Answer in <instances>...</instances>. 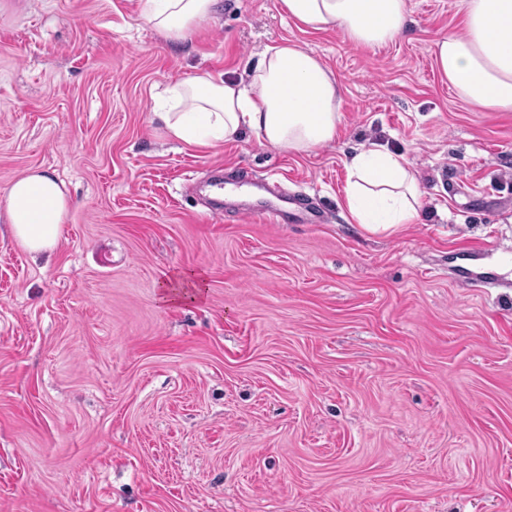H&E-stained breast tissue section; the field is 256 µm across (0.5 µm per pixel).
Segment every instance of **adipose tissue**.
Listing matches in <instances>:
<instances>
[{
    "label": "adipose tissue",
    "instance_id": "obj_1",
    "mask_svg": "<svg viewBox=\"0 0 512 512\" xmlns=\"http://www.w3.org/2000/svg\"><path fill=\"white\" fill-rule=\"evenodd\" d=\"M216 0H139V14L166 40H187L210 23ZM301 31H339L346 40L380 47L407 28V0H281ZM461 30L432 43L437 71L457 97L478 108L512 112V0H464ZM342 87L335 73L301 44L267 47L248 79L200 73L172 83L159 119L167 138L196 147L258 140L291 154L332 141L341 122ZM344 207L370 233H395L417 222L423 190L403 156L360 149L346 163ZM70 209L64 182L31 171L14 181L0 211L16 242L32 254L53 251ZM205 274L184 270L161 283L169 305L202 298Z\"/></svg>",
    "mask_w": 512,
    "mask_h": 512
}]
</instances>
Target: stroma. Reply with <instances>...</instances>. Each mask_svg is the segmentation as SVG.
<instances>
[{
  "instance_id": "1",
  "label": "stroma",
  "mask_w": 512,
  "mask_h": 512,
  "mask_svg": "<svg viewBox=\"0 0 512 512\" xmlns=\"http://www.w3.org/2000/svg\"><path fill=\"white\" fill-rule=\"evenodd\" d=\"M385 47L218 0L186 43L137 0H0V199L38 169L71 207L52 255L0 223V512H512V112L458 99L409 0ZM307 47L342 86L334 141L164 137L179 78ZM425 191L395 235L340 206L354 149ZM325 220L270 224L252 181ZM202 300L164 304L175 272ZM205 274L201 270H183L160 284V297L169 305L195 302L202 298Z\"/></svg>"
}]
</instances>
